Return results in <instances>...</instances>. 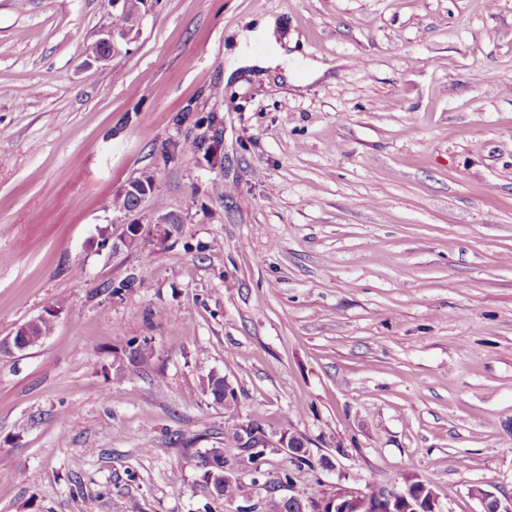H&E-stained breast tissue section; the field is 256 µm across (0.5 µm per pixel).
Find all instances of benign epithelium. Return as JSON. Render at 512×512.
Listing matches in <instances>:
<instances>
[{"instance_id": "benign-epithelium-1", "label": "benign epithelium", "mask_w": 512, "mask_h": 512, "mask_svg": "<svg viewBox=\"0 0 512 512\" xmlns=\"http://www.w3.org/2000/svg\"><path fill=\"white\" fill-rule=\"evenodd\" d=\"M145 12H140L136 17L120 30H103L98 43L107 48V51L95 53L99 62H106L112 55L119 51L122 44L131 43L137 36L139 26ZM122 192L130 194L134 204L124 211L127 216L133 217L129 223L123 225L122 232L112 239V251L116 252L123 248L131 249L139 246L143 241V226L137 218L142 212V207L147 198L151 196L149 186L137 188L136 180L128 181L122 188ZM149 223L153 224L152 236L160 243L168 242L178 233L179 224L182 220L172 213H161L150 218ZM20 335L24 336L25 343L16 345L14 336L0 342V351L11 354L17 350L23 351L31 346V336L34 335L33 326L30 324L19 327ZM243 443L246 444L247 452H259L262 456L288 452V457H293L289 437L284 435L275 440L272 437L258 435L257 431L243 426ZM207 456L211 477L221 481L224 487V497L227 501H235L233 489L236 483L241 481L240 469L229 468L224 465V449L210 448ZM334 493L321 497L317 494L304 496L297 492V484L272 487L265 486L267 495H279L283 490L290 491V494L283 496L284 501L292 507V512H411L414 509V502L421 500L428 505L427 512H444L439 499L433 488L423 484L412 487L405 484L398 486H383L378 493L371 497L363 488H358L339 479L332 483ZM471 495L481 501L483 512H512V496H505L500 499L493 493L480 487L471 489Z\"/></svg>"}]
</instances>
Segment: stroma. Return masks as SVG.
<instances>
[{
  "label": "stroma",
  "mask_w": 512,
  "mask_h": 512,
  "mask_svg": "<svg viewBox=\"0 0 512 512\" xmlns=\"http://www.w3.org/2000/svg\"><path fill=\"white\" fill-rule=\"evenodd\" d=\"M112 13L0 0V339L59 308L0 355V512H235L198 464L231 420L304 439L305 496L512 495V0H150L101 64ZM258 16L295 83L227 77ZM145 171L181 231L112 251ZM136 178L129 180L122 188L123 194H126L122 196L121 194H117L110 202L109 206H111L114 210H121V209H127L131 204V198H133L134 204L130 206L127 210H124L123 213L126 216H137L140 215L142 212V207L147 198L151 196V192H154L155 190V184L152 185V190L150 192L149 186L147 183L142 180V184H139V190H136V187L138 184L136 183ZM144 186V188H143ZM130 193V196L127 194ZM31 323H35V321L30 322L29 324L23 325L19 327L14 333H12L6 340H2L0 342V351L2 353L11 354L14 351H23L31 346V336H38L43 334L45 337L47 334H50L54 327V320H45L40 319L35 325V333L34 334L33 326ZM19 330L20 334L18 336H24L25 343L20 347H17L16 342L14 341V336H17V331ZM207 376H209L208 382L210 386V395L215 402L220 401L223 398V395L225 400H230L232 398L231 402H229L227 405H224V409L231 413L237 403V397L234 395L231 397L232 392L236 394L235 388L231 385L226 377H224V379L221 377V375L219 377H211V374H208Z\"/></svg>",
  "instance_id": "35a3bbf8"
}]
</instances>
